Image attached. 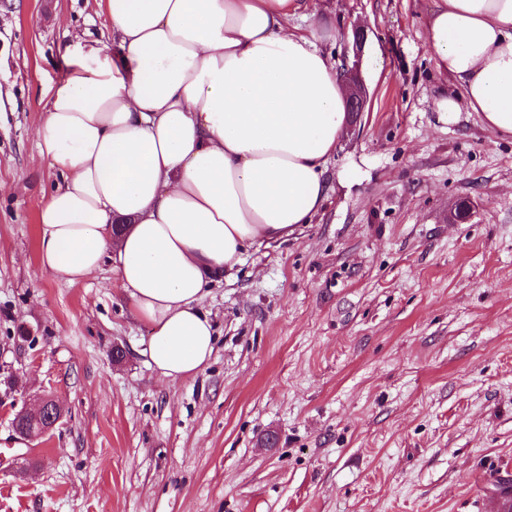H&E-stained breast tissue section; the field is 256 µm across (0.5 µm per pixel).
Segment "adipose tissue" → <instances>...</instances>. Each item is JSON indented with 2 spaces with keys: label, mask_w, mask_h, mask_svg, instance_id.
Instances as JSON below:
<instances>
[{
  "label": "adipose tissue",
  "mask_w": 512,
  "mask_h": 512,
  "mask_svg": "<svg viewBox=\"0 0 512 512\" xmlns=\"http://www.w3.org/2000/svg\"><path fill=\"white\" fill-rule=\"evenodd\" d=\"M102 2L118 59L69 44L36 127L61 175L39 206L40 264L74 283L111 262L151 366L183 379L214 352L213 274L322 207L349 89L319 28L290 30L308 0ZM427 38L461 89L438 112L468 107L512 137V0H441Z\"/></svg>",
  "instance_id": "1"
}]
</instances>
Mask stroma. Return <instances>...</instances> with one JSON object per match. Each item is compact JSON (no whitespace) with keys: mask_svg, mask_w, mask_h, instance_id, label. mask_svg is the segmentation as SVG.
<instances>
[{"mask_svg":"<svg viewBox=\"0 0 512 512\" xmlns=\"http://www.w3.org/2000/svg\"><path fill=\"white\" fill-rule=\"evenodd\" d=\"M368 106L327 164V199L252 247L204 302L215 349L160 377L111 265H40L38 153L74 35L114 52L100 0H0V512H502L512 479V138L435 65L439 0H313ZM366 33L353 55V32ZM466 220L450 217L460 200ZM51 395L62 421L16 441ZM278 441L268 445L266 437Z\"/></svg>","mask_w":512,"mask_h":512,"instance_id":"obj_1","label":"stroma"}]
</instances>
